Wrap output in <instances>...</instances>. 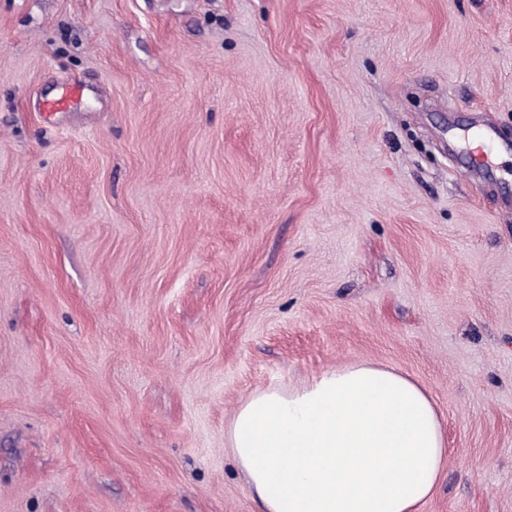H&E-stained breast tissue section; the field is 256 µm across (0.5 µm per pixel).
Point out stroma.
Wrapping results in <instances>:
<instances>
[{"label": "stroma", "instance_id": "35a3bbf8", "mask_svg": "<svg viewBox=\"0 0 512 512\" xmlns=\"http://www.w3.org/2000/svg\"><path fill=\"white\" fill-rule=\"evenodd\" d=\"M78 83L67 110L39 104ZM512 0H0V512H261L255 390L436 402L512 512ZM500 138L497 129L493 127L481 128L480 131L474 134L475 143H471L473 155L481 160L483 165H489L491 161H489L487 154L491 155L496 152Z\"/></svg>", "mask_w": 512, "mask_h": 512}]
</instances>
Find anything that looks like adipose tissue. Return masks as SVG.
I'll use <instances>...</instances> for the list:
<instances>
[{
    "mask_svg": "<svg viewBox=\"0 0 512 512\" xmlns=\"http://www.w3.org/2000/svg\"><path fill=\"white\" fill-rule=\"evenodd\" d=\"M226 441L263 512H416L448 459L432 398L368 362L254 391Z\"/></svg>",
    "mask_w": 512,
    "mask_h": 512,
    "instance_id": "1",
    "label": "adipose tissue"
}]
</instances>
